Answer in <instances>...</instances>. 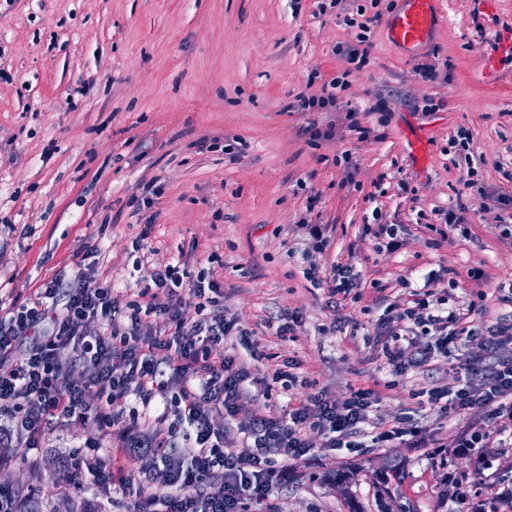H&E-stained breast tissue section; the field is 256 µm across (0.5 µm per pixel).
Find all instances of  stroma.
<instances>
[{"mask_svg": "<svg viewBox=\"0 0 512 512\" xmlns=\"http://www.w3.org/2000/svg\"><path fill=\"white\" fill-rule=\"evenodd\" d=\"M445 2L432 40L404 56L386 37L399 0H0V301L30 304L54 280L110 286L123 309L164 265L205 275L235 322L234 354L251 369L234 415H210L237 441L259 405L278 411L317 392L341 403L378 389L361 447H331L328 432L307 428L308 460L280 469L268 492L274 512H377V480L394 463L404 477L392 512L459 508L435 448L453 445L470 419L428 402L429 390L456 386L457 373L438 356L391 374L374 330L387 303L406 299L431 271L440 275L433 292L470 307L475 325L512 313L497 289L512 281V239L489 213L493 194L512 197V53L502 47L512 0L477 13L466 0ZM359 8L373 23L368 63L355 71L346 18ZM425 62L436 79L415 73ZM345 71L351 85L335 107L296 108L297 93L321 94ZM427 97L441 107L425 116ZM349 112L371 128L368 139L348 130ZM461 128L472 134L465 157L450 145ZM421 137L417 157L411 144ZM470 160L472 189L462 182ZM404 180L416 197L401 191ZM376 208L398 227L397 251H374L360 236ZM458 208L468 237L436 245L421 232L438 211ZM137 241L145 258L135 267L127 255ZM335 262L361 272L360 299L335 303L320 286ZM311 263L313 280L304 274ZM471 269L488 274L485 286L468 279ZM292 312L298 322L279 335ZM285 369L288 387L274 378ZM122 407L109 433L91 418L51 425L41 447L16 445L0 464V486L14 485L31 458L42 512H131L142 485L167 498L162 458L130 456L126 491L93 489L87 472L63 484L87 445L105 453L145 435L139 398ZM402 418L433 447H371ZM452 461L485 500L512 486V447ZM342 467L353 471L349 483L326 481Z\"/></svg>", "mask_w": 512, "mask_h": 512, "instance_id": "1", "label": "stroma"}]
</instances>
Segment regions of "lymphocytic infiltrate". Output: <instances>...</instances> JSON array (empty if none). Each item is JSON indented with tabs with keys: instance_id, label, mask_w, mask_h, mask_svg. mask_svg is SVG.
I'll return each instance as SVG.
<instances>
[{
	"instance_id": "1",
	"label": "lymphocytic infiltrate",
	"mask_w": 512,
	"mask_h": 512,
	"mask_svg": "<svg viewBox=\"0 0 512 512\" xmlns=\"http://www.w3.org/2000/svg\"><path fill=\"white\" fill-rule=\"evenodd\" d=\"M434 280V274H426L424 288L412 290L405 305H393L390 316L379 324L381 335L391 340L383 352L392 374L424 365L434 354H447L449 346L461 345L471 336L483 337L492 352L512 345V316L474 325L467 312L450 307L447 297L431 291ZM56 294L57 284L51 281L37 288L33 308L0 301V407H11L13 431L35 448L49 419L75 427L92 416L109 429L119 418L122 401L137 395L154 415V436L130 438L106 456L72 465L73 472L85 469L103 483L123 488L129 484L128 449H151L164 436L174 434L162 411L167 402H174L181 422L196 432L195 445L187 451V463L165 465L172 494L159 503L140 493L134 512H246L248 502H262L268 493L275 474L271 452H278L286 462L307 456L305 430L311 426L332 433L333 447L347 448L368 420L372 391H357L340 404L317 393L282 414L258 413L244 432L246 445L235 447L227 434L212 428L208 411L215 408L233 415L250 371L246 363L226 352L224 343L234 325L225 319L223 308L213 307L191 323L184 320L186 301L205 299L204 280L187 281L179 266L165 265L157 270L153 288L141 290L140 301L129 304L122 319L116 315L110 287L74 291L61 309L55 304ZM41 312L51 315L50 330L23 360H14ZM153 315L166 316L171 338L152 334L147 319ZM94 321L99 329L87 331V324ZM421 336L434 337V345L419 346ZM118 343L124 347L119 357L112 353ZM69 350L87 368L84 385L69 381L64 358ZM465 366L468 377L461 387L453 392L432 389L429 402L442 414L464 413L474 419V426L455 442L456 447L470 451L490 444L480 421H495L499 433H512V359L491 367L469 360ZM175 380L182 387L173 396L169 389ZM214 478L220 481L218 491H205V483Z\"/></svg>"
}]
</instances>
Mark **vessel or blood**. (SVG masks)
Returning <instances> with one entry per match:
<instances>
[{
    "mask_svg": "<svg viewBox=\"0 0 512 512\" xmlns=\"http://www.w3.org/2000/svg\"><path fill=\"white\" fill-rule=\"evenodd\" d=\"M403 6L392 18L388 39L398 50L409 51L427 44L436 30L442 0H402Z\"/></svg>",
    "mask_w": 512,
    "mask_h": 512,
    "instance_id": "1",
    "label": "vessel or blood"
}]
</instances>
